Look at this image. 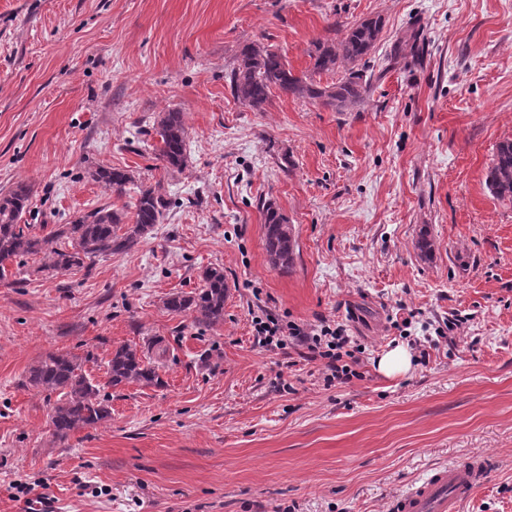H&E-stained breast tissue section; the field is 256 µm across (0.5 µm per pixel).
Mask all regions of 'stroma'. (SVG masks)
<instances>
[{
	"label": "stroma",
	"instance_id": "stroma-1",
	"mask_svg": "<svg viewBox=\"0 0 512 512\" xmlns=\"http://www.w3.org/2000/svg\"><path fill=\"white\" fill-rule=\"evenodd\" d=\"M381 17L371 92L336 111L234 99L246 43L306 70L317 41ZM182 113L187 165L153 126ZM512 138V0H0V193L31 189L40 235L79 212L131 215L159 185L163 219L134 252L0 281V512L32 488L49 512H389L393 497L474 455L496 465L463 512H512V201L485 179ZM132 177L116 195L88 176ZM295 239L271 267L262 204ZM434 247L422 255L421 234ZM220 266L212 328L164 299ZM344 324L361 378L327 386L254 341L252 319ZM459 321L448 337L436 328ZM161 337V386L110 390L112 416L59 444L27 372L50 352L106 381L116 347ZM404 346L411 368L380 373Z\"/></svg>",
	"mask_w": 512,
	"mask_h": 512
}]
</instances>
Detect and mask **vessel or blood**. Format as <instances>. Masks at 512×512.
Returning <instances> with one entry per match:
<instances>
[{"label": "vessel or blood", "mask_w": 512, "mask_h": 512, "mask_svg": "<svg viewBox=\"0 0 512 512\" xmlns=\"http://www.w3.org/2000/svg\"><path fill=\"white\" fill-rule=\"evenodd\" d=\"M489 465L488 457L472 456L439 469L397 497L394 512H461L483 484Z\"/></svg>", "instance_id": "vessel-or-blood-1"}]
</instances>
